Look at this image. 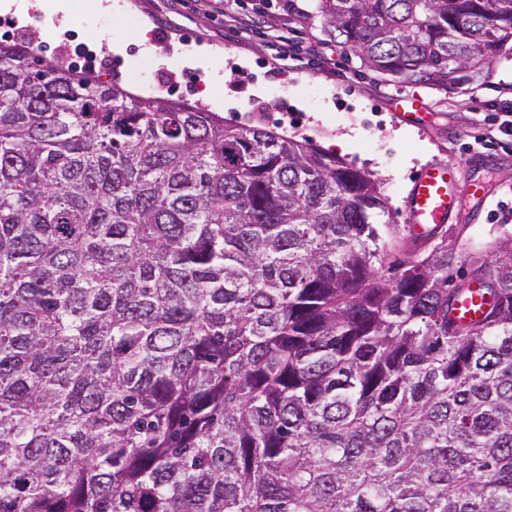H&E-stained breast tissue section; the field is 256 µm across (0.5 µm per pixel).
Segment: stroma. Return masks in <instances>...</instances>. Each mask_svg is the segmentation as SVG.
Listing matches in <instances>:
<instances>
[{"label":"stroma","mask_w":512,"mask_h":512,"mask_svg":"<svg viewBox=\"0 0 512 512\" xmlns=\"http://www.w3.org/2000/svg\"><path fill=\"white\" fill-rule=\"evenodd\" d=\"M318 0H112L91 37L81 15L69 20L34 14L20 22L0 13V41H23L38 54L77 68L92 67L100 80L135 94L199 103L229 122L305 138L347 163L371 171L390 212L380 221L404 236L406 198L414 173L439 163L486 183L485 202L466 200L459 223L481 234L512 225V147L472 150L501 115L512 89V55L499 58L480 85L448 88L399 85L363 67L333 42L317 10ZM258 17L256 26H231L227 14ZM151 43L162 53L143 50ZM215 55L217 69L188 63L190 53ZM330 54L337 69L322 63ZM420 101L407 115L402 96Z\"/></svg>","instance_id":"35a3bbf8"}]
</instances>
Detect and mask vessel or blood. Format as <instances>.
<instances>
[{"label": "vessel or blood", "instance_id": "obj_1", "mask_svg": "<svg viewBox=\"0 0 512 512\" xmlns=\"http://www.w3.org/2000/svg\"><path fill=\"white\" fill-rule=\"evenodd\" d=\"M452 169L431 165L414 178L404 222L410 233L422 228L450 223L460 201L453 191Z\"/></svg>", "mask_w": 512, "mask_h": 512}]
</instances>
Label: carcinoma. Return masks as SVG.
I'll list each match as a JSON object with an SVG mask.
<instances>
[{
	"label": "carcinoma",
	"instance_id": "cac0c4a2",
	"mask_svg": "<svg viewBox=\"0 0 512 512\" xmlns=\"http://www.w3.org/2000/svg\"><path fill=\"white\" fill-rule=\"evenodd\" d=\"M319 13L400 84L512 54V0ZM387 211L307 140L0 41V512H512V229L392 258Z\"/></svg>",
	"mask_w": 512,
	"mask_h": 512
}]
</instances>
